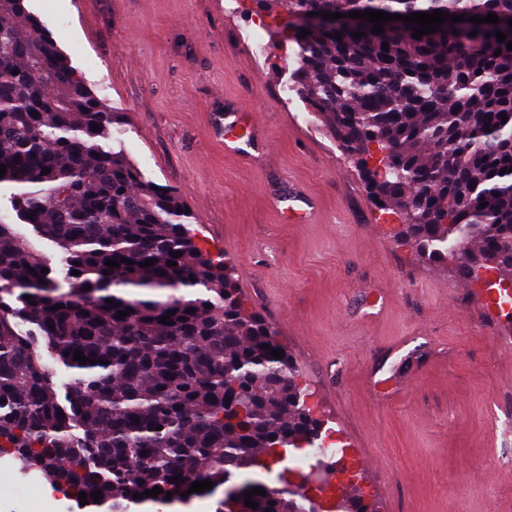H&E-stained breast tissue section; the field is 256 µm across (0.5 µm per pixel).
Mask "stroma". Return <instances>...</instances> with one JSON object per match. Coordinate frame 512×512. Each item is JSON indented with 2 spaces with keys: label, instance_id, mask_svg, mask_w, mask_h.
Here are the masks:
<instances>
[{
  "label": "stroma",
  "instance_id": "35a3bbf8",
  "mask_svg": "<svg viewBox=\"0 0 512 512\" xmlns=\"http://www.w3.org/2000/svg\"><path fill=\"white\" fill-rule=\"evenodd\" d=\"M65 18L58 47L124 118L144 176L179 191L211 253L293 357L323 429L373 456L335 484L376 512H512V325L489 295L422 262L373 204L353 162L303 98L297 46L254 0H28ZM264 20L265 57L242 40ZM95 60L96 71L86 68ZM240 109L261 145L226 151ZM296 191L311 221L280 201ZM383 308L368 313L367 293ZM410 343L399 352L390 346ZM46 512L40 485L0 464V512Z\"/></svg>",
  "mask_w": 512,
  "mask_h": 512
}]
</instances>
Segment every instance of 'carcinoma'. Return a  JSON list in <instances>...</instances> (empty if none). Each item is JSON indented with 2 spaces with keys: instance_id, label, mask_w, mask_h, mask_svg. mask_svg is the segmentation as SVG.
<instances>
[{
  "instance_id": "carcinoma-1",
  "label": "carcinoma",
  "mask_w": 512,
  "mask_h": 512,
  "mask_svg": "<svg viewBox=\"0 0 512 512\" xmlns=\"http://www.w3.org/2000/svg\"><path fill=\"white\" fill-rule=\"evenodd\" d=\"M255 2L298 17L465 15L419 40L416 24L381 35L309 25L304 39L294 26L296 83L418 257L443 267L453 259L450 271L469 282L492 272L489 289L512 279V0ZM490 12L499 23L468 21ZM123 133L27 0H0V186L12 189L11 211L0 213V459L76 501L88 494L86 512L185 504L176 475L239 489L235 508L225 496L216 512H316L295 490L307 486L304 473L289 470L279 486L233 481L269 470L288 448L320 447L321 425L276 330L245 307L224 259L195 240L182 195L152 189ZM374 144L389 154L381 169L370 164ZM37 240L53 243L60 265ZM78 350L90 362L74 359ZM45 354L67 382L54 381ZM156 486L162 493L143 496ZM253 487L266 491L252 497L256 509L245 506Z\"/></svg>"
}]
</instances>
